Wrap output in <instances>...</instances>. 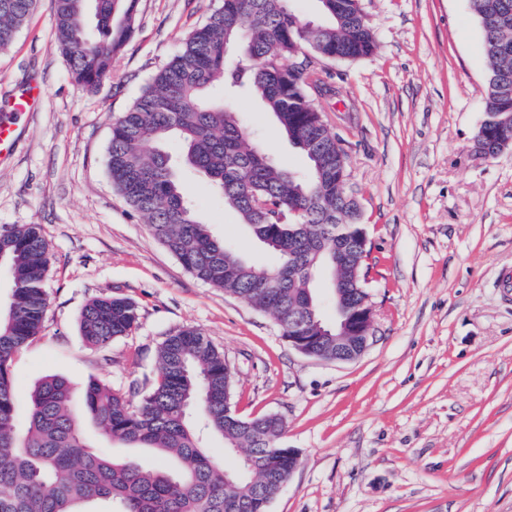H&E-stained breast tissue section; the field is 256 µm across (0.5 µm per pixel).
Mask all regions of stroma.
<instances>
[{"mask_svg": "<svg viewBox=\"0 0 512 512\" xmlns=\"http://www.w3.org/2000/svg\"><path fill=\"white\" fill-rule=\"evenodd\" d=\"M216 5L137 0L93 93L55 47L51 0L0 52L1 100L44 87L0 162V229L40 225L51 252L42 330L12 362L18 422L53 375L77 398L93 378L133 393L156 375L161 343L194 327L232 367L234 409L280 416L299 455L269 512H512V147L473 150L486 59L469 0H363L375 52L321 67L330 93L317 103L347 152L375 264L377 340L347 363L300 354L270 315L194 278L112 187L113 120ZM237 110L252 142L306 169L259 103ZM181 190L216 235L270 261L206 178L183 171ZM101 295L133 301L139 319L94 347L79 322Z\"/></svg>", "mask_w": 512, "mask_h": 512, "instance_id": "1", "label": "stroma"}]
</instances>
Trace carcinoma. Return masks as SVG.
Instances as JSON below:
<instances>
[{
    "label": "carcinoma",
    "instance_id": "carcinoma-1",
    "mask_svg": "<svg viewBox=\"0 0 512 512\" xmlns=\"http://www.w3.org/2000/svg\"><path fill=\"white\" fill-rule=\"evenodd\" d=\"M312 25L290 0H219L206 23L190 32L180 52L160 66L140 95L112 124L106 166L115 190L150 225L154 237L198 280L237 296L288 329V302L304 301L308 265L327 287L350 280L360 299L373 264L354 252L356 272L336 271V240L360 226L336 169L316 174L317 159L336 153L337 135L308 94L320 81L317 61H355L373 54V29L361 0H317ZM57 47L75 83L95 88L112 73V57L133 32L136 0H53ZM482 24L488 61L481 93L482 136L512 137V0H470ZM37 0H0V51L8 49ZM237 54L226 52L229 39ZM249 98L274 118L278 131L308 161L305 173L285 169L248 144L236 102ZM175 139L180 155L167 147ZM209 179L251 236L277 257L249 263L183 196L179 166ZM11 293L0 312V512H268L288 475L284 426L267 417L229 411L232 383L224 355L199 330L187 328L159 347L158 376L133 396L91 379L75 403L65 378H46L32 393L28 424H15L11 361L42 329L47 311L49 246L40 227L0 231ZM138 321L132 301L112 296L83 309L80 332L102 347L129 335ZM130 448H149L164 461H114L98 453L81 416ZM244 448L247 458L216 464L199 429Z\"/></svg>",
    "mask_w": 512,
    "mask_h": 512
}]
</instances>
